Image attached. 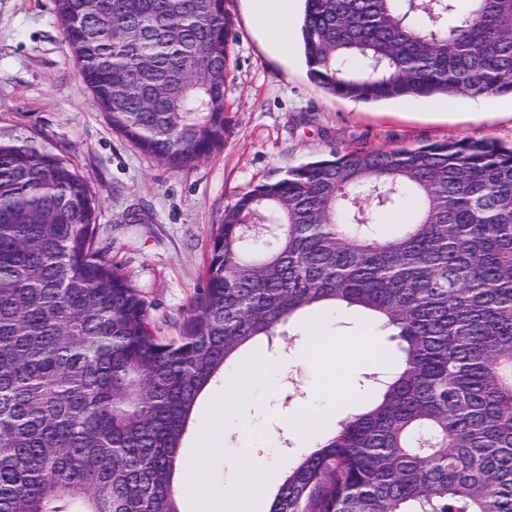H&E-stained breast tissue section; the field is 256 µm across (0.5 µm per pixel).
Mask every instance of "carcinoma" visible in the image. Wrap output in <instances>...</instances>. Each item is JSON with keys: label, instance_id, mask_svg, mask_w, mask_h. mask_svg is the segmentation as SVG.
Returning <instances> with one entry per match:
<instances>
[{"label": "carcinoma", "instance_id": "obj_1", "mask_svg": "<svg viewBox=\"0 0 512 512\" xmlns=\"http://www.w3.org/2000/svg\"><path fill=\"white\" fill-rule=\"evenodd\" d=\"M112 126L179 171L224 144V0H55ZM310 79L361 103L512 93V0H304ZM419 199L378 235L373 215ZM96 192L0 131V512H186L183 439L243 346L340 305L402 358L282 477L268 512H512V145L334 152L224 209L161 336L106 258Z\"/></svg>", "mask_w": 512, "mask_h": 512}]
</instances>
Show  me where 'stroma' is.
I'll use <instances>...</instances> for the list:
<instances>
[{"mask_svg":"<svg viewBox=\"0 0 512 512\" xmlns=\"http://www.w3.org/2000/svg\"><path fill=\"white\" fill-rule=\"evenodd\" d=\"M236 42L226 79L230 134L221 150L173 171L113 132L85 88L55 13L54 0H0V130L32 136L69 160L99 196L100 241L107 258L141 289L161 335H177L203 286L211 238L227 206L262 181L334 151L401 149L448 138L512 142V94L364 104L325 93L311 81L299 48L273 50L254 24L247 0H225ZM328 353L302 359L295 344L259 340L237 363L260 361L270 386L240 394L224 409V387L202 396L184 441L183 458L202 453L211 432L217 452L207 461L210 506L221 512L225 489L239 484L242 448L261 466L268 493L251 512H267L269 495L311 433L292 427L314 412V432L327 433L361 410L373 364L346 361L341 378L354 401H336L320 378ZM231 420L233 430L219 426Z\"/></svg>","mask_w":512,"mask_h":512,"instance_id":"obj_1","label":"stroma"}]
</instances>
